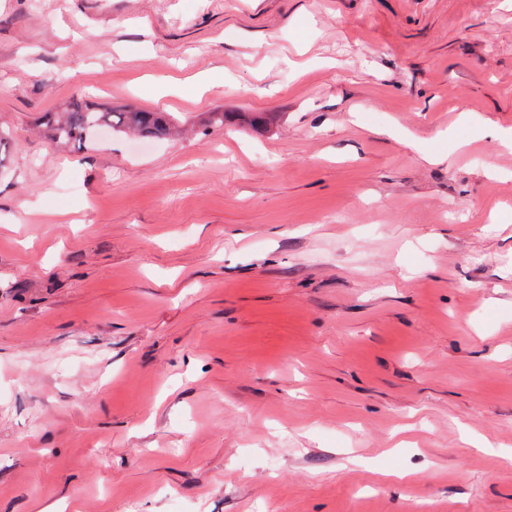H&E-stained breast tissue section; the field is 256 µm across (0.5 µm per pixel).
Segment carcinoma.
<instances>
[{
  "mask_svg": "<svg viewBox=\"0 0 512 512\" xmlns=\"http://www.w3.org/2000/svg\"><path fill=\"white\" fill-rule=\"evenodd\" d=\"M208 122L242 129H260L276 122V116L263 112H211ZM97 128L113 132H132L141 139L171 135L174 127L164 112L129 109L119 112H101L81 102L60 119L53 121L54 138L59 141H80Z\"/></svg>",
  "mask_w": 512,
  "mask_h": 512,
  "instance_id": "carcinoma-1",
  "label": "carcinoma"
}]
</instances>
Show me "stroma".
I'll list each match as a JSON object with an SVG mask.
<instances>
[{
  "label": "stroma",
  "instance_id": "35a3bbf8",
  "mask_svg": "<svg viewBox=\"0 0 512 512\" xmlns=\"http://www.w3.org/2000/svg\"><path fill=\"white\" fill-rule=\"evenodd\" d=\"M0 129V512H512V0H0ZM97 128H107L113 132L129 131L141 139H153L175 132L166 112L135 109L101 112L81 102L73 103L65 115L53 120L54 138L58 141H81ZM274 115L263 112H209L208 122L242 129H260L276 122Z\"/></svg>",
  "mask_w": 512,
  "mask_h": 512
}]
</instances>
